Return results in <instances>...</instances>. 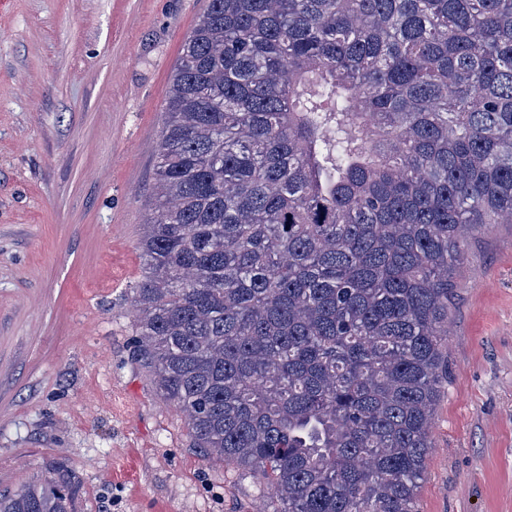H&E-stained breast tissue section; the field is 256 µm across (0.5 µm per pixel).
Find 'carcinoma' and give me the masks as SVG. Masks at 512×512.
<instances>
[{"instance_id":"cac0c4a2","label":"carcinoma","mask_w":512,"mask_h":512,"mask_svg":"<svg viewBox=\"0 0 512 512\" xmlns=\"http://www.w3.org/2000/svg\"><path fill=\"white\" fill-rule=\"evenodd\" d=\"M138 355L274 512H419L469 241L512 223V0H208L164 103ZM61 462L0 512H75Z\"/></svg>"}]
</instances>
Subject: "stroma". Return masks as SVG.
<instances>
[{"label": "stroma", "instance_id": "1", "mask_svg": "<svg viewBox=\"0 0 512 512\" xmlns=\"http://www.w3.org/2000/svg\"><path fill=\"white\" fill-rule=\"evenodd\" d=\"M207 0H0V491L60 460L78 512H273L136 351L169 77ZM420 512H512V224L455 271Z\"/></svg>", "mask_w": 512, "mask_h": 512}]
</instances>
